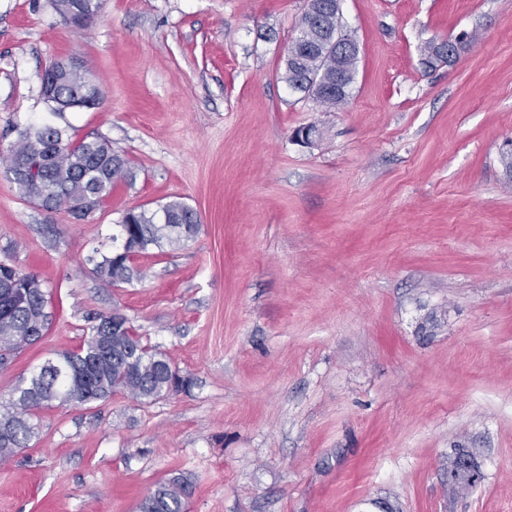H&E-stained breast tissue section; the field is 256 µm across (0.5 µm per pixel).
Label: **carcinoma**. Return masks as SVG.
Here are the masks:
<instances>
[{"label":"carcinoma","instance_id":"carcinoma-1","mask_svg":"<svg viewBox=\"0 0 512 512\" xmlns=\"http://www.w3.org/2000/svg\"><path fill=\"white\" fill-rule=\"evenodd\" d=\"M56 12L63 18L72 16L73 25L85 26V21L98 14L99 0H52ZM354 42L343 31L340 0H306L298 34L288 47L282 79L292 91L313 100L326 109H336L347 101L355 82L359 52L336 51V40ZM455 40L432 41L425 45V64L432 67L442 61L440 45L450 48ZM344 90L336 91V79ZM57 91L83 98L86 85L78 71L54 76ZM19 154L29 158L34 170L18 181L14 169L19 161L6 158L5 173L19 191L36 203L42 196H54L56 209L67 213L78 211L81 219H92L102 199L118 182H128L135 176L131 161L112 147L104 137L72 139L68 129L44 117L35 124L15 128ZM112 235L114 250L100 254L94 265L96 275L113 286L129 284L142 278L135 260L155 250L159 253L177 251L199 232L198 213L181 199H173L155 211L130 208L122 212ZM10 282L24 290L27 300L21 305L9 303V288L0 287V359L14 358L24 347L42 337L48 327L47 310L50 294L39 277L0 262V284ZM113 314L92 313V335L74 352L53 359L54 372L42 365L27 386L15 389L11 398L0 402V460H6L28 446L35 437L37 412L52 403L73 406L105 400L116 392L135 400H154L175 391L165 375L170 365L167 357L142 344L133 327L122 323L112 326ZM106 341L109 353L98 359L87 387L73 381L85 359L93 356ZM190 479L173 474L158 481L148 491L163 512H186Z\"/></svg>","mask_w":512,"mask_h":512}]
</instances>
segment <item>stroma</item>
Masks as SVG:
<instances>
[{"label":"stroma","mask_w":512,"mask_h":512,"mask_svg":"<svg viewBox=\"0 0 512 512\" xmlns=\"http://www.w3.org/2000/svg\"><path fill=\"white\" fill-rule=\"evenodd\" d=\"M86 28L0 0V156L44 117L51 64L101 104L67 113L136 170L94 217L49 213L0 170V261L52 290L0 401L116 311L188 386L41 410L0 462V512H137L173 473L186 512H512V0H341L359 59L332 112L282 81L305 0H100ZM467 31L452 64L421 46ZM313 125L312 143L294 139ZM179 198L184 249L110 286L95 251L128 208ZM473 452L483 480L448 483Z\"/></svg>","instance_id":"stroma-1"}]
</instances>
